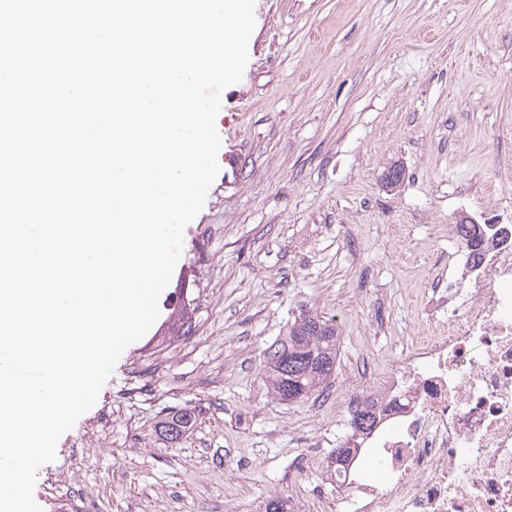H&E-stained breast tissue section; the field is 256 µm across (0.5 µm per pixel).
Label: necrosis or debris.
Returning <instances> with one entry per match:
<instances>
[{
    "label": "necrosis or debris",
    "mask_w": 512,
    "mask_h": 512,
    "mask_svg": "<svg viewBox=\"0 0 512 512\" xmlns=\"http://www.w3.org/2000/svg\"><path fill=\"white\" fill-rule=\"evenodd\" d=\"M479 257L448 227V256L416 298L424 318L372 399L384 416L349 472L326 471L331 512H512V225ZM383 464L364 476L366 456Z\"/></svg>",
    "instance_id": "obj_1"
}]
</instances>
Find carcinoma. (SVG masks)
<instances>
[{
    "label": "carcinoma",
    "instance_id": "carcinoma-1",
    "mask_svg": "<svg viewBox=\"0 0 512 512\" xmlns=\"http://www.w3.org/2000/svg\"><path fill=\"white\" fill-rule=\"evenodd\" d=\"M336 325L307 311L299 314L288 332L277 337L262 350V363L268 387L279 401L295 393L307 398L323 392L325 381L336 365ZM196 423L189 409H180L161 417L155 425L160 440L173 443L181 439ZM373 405L368 403L349 420L352 433L373 428Z\"/></svg>",
    "mask_w": 512,
    "mask_h": 512
}]
</instances>
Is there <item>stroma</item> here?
I'll return each instance as SVG.
<instances>
[{
	"instance_id": "1",
	"label": "stroma",
	"mask_w": 512,
	"mask_h": 512,
	"mask_svg": "<svg viewBox=\"0 0 512 512\" xmlns=\"http://www.w3.org/2000/svg\"><path fill=\"white\" fill-rule=\"evenodd\" d=\"M224 90L220 172L184 231L148 336L37 474L43 512H253L294 494L350 428L336 402L380 386L448 227L512 224V0H256ZM400 166L399 184L387 175ZM193 300L183 334L175 298ZM334 321L323 396L285 404L260 354L302 310ZM196 415L158 440L174 409ZM196 423V416L190 409H180L161 417L155 425L160 440L173 443L181 439Z\"/></svg>"
}]
</instances>
